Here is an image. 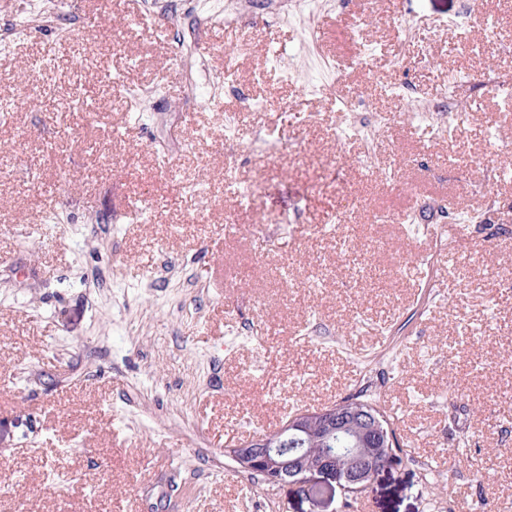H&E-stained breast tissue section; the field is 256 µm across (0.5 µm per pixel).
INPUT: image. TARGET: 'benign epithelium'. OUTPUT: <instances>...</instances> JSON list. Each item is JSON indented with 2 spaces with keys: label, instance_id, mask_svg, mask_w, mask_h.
Listing matches in <instances>:
<instances>
[{
  "label": "benign epithelium",
  "instance_id": "1",
  "mask_svg": "<svg viewBox=\"0 0 512 512\" xmlns=\"http://www.w3.org/2000/svg\"><path fill=\"white\" fill-rule=\"evenodd\" d=\"M307 416L306 412L291 416L279 428L229 449L230 456L239 467L263 474L273 489L294 485L305 491L326 487L333 492L345 484L357 489L370 488L379 473L394 461L393 454L381 456L376 449L368 447L375 436L366 432L380 425L372 411L362 410L358 415L359 427L350 441L349 463L344 469L326 449L317 455L301 447ZM318 423L322 437L328 441L337 440L343 432V422L332 409L321 412Z\"/></svg>",
  "mask_w": 512,
  "mask_h": 512
}]
</instances>
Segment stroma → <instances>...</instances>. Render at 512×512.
Listing matches in <instances>:
<instances>
[{
	"mask_svg": "<svg viewBox=\"0 0 512 512\" xmlns=\"http://www.w3.org/2000/svg\"><path fill=\"white\" fill-rule=\"evenodd\" d=\"M280 4L0 0V512H336L227 451L364 389L512 512V0Z\"/></svg>",
	"mask_w": 512,
	"mask_h": 512,
	"instance_id": "1",
	"label": "stroma"
}]
</instances>
